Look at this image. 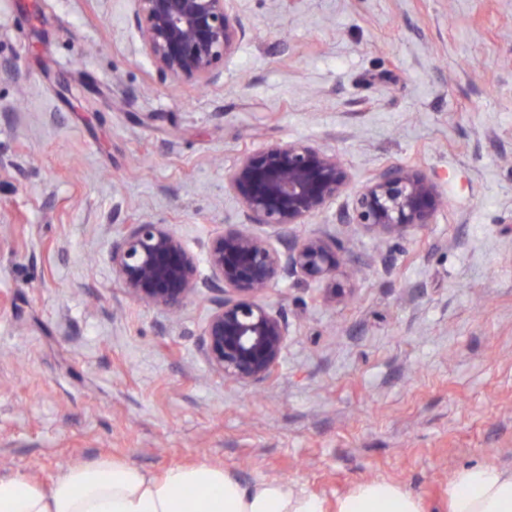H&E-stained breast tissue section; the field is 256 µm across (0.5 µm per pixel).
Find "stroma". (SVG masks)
Instances as JSON below:
<instances>
[{"label": "stroma", "mask_w": 512, "mask_h": 512, "mask_svg": "<svg viewBox=\"0 0 512 512\" xmlns=\"http://www.w3.org/2000/svg\"><path fill=\"white\" fill-rule=\"evenodd\" d=\"M249 34L208 87L158 80L131 0H0V477L109 458L298 484L333 512L366 481L448 512L463 467L512 468V0H234ZM336 150L359 186L414 165L446 205L389 239L337 222L351 298L295 279L277 372L208 370L209 313L134 301L127 223L190 249L244 221L224 184L280 141Z\"/></svg>", "instance_id": "35a3bbf8"}]
</instances>
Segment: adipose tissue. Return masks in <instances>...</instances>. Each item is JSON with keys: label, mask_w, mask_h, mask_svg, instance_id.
Returning a JSON list of instances; mask_svg holds the SVG:
<instances>
[{"label": "adipose tissue", "mask_w": 512, "mask_h": 512, "mask_svg": "<svg viewBox=\"0 0 512 512\" xmlns=\"http://www.w3.org/2000/svg\"><path fill=\"white\" fill-rule=\"evenodd\" d=\"M0 512H326L323 502L282 480L245 482L215 465L153 473L101 460L72 466L44 487L0 477ZM335 512H422L410 492L368 481L339 498ZM448 512H512V469L472 465L448 484Z\"/></svg>", "instance_id": "adipose-tissue-1"}]
</instances>
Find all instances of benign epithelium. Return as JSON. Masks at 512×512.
<instances>
[{
	"mask_svg": "<svg viewBox=\"0 0 512 512\" xmlns=\"http://www.w3.org/2000/svg\"><path fill=\"white\" fill-rule=\"evenodd\" d=\"M134 27L158 76L176 85H210L218 65L247 35L231 0H131ZM224 182L240 200L244 224H226L199 244V259L168 224H129L112 245V273L127 294L169 312L204 297L210 305L201 350L208 369L237 385L269 379L288 348V316L267 300L290 278L324 284L344 296L338 278L354 277L336 240L298 238L341 196L340 223L381 240L434 223L441 194L418 170L391 164L356 189L340 155L301 141L273 143L243 155ZM267 228L264 234L252 230Z\"/></svg>",
	"mask_w": 512,
	"mask_h": 512,
	"instance_id": "1",
	"label": "benign epithelium"
}]
</instances>
